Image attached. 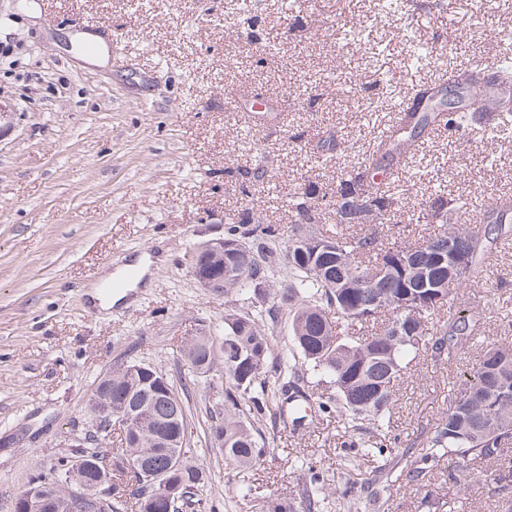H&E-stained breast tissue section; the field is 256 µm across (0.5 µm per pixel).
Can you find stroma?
Returning a JSON list of instances; mask_svg holds the SVG:
<instances>
[{
	"label": "stroma",
	"instance_id": "35a3bbf8",
	"mask_svg": "<svg viewBox=\"0 0 512 512\" xmlns=\"http://www.w3.org/2000/svg\"><path fill=\"white\" fill-rule=\"evenodd\" d=\"M418 2L400 25L374 21L368 40L355 42L349 33L371 0H296L289 9L258 0L254 29L275 44L260 64L227 0H0V101L14 113L0 137V512H14L19 490L49 474L90 429L92 392L114 363L135 360L178 380L187 341L224 323V295L190 273L193 246L223 236L225 215L244 210L289 227L290 189L326 185L357 167L396 121L380 104L381 73L405 97L441 83L446 68L512 46V7L483 13L477 0H445L441 9ZM401 28L434 47L452 30L475 36L465 52L415 71ZM87 34L111 45L101 62L84 61ZM338 71L377 111L326 85L299 102L302 81ZM256 95L280 102L276 124L245 108ZM331 132L344 148L322 167L308 147ZM261 151L273 177L241 194ZM408 166L398 174L402 207L383 226L386 246L439 229L418 218L426 203L412 170L467 199L461 224L483 230L492 203L512 198V131L470 135L462 149L429 135ZM144 253L153 259L149 286L110 310L92 306L86 291L103 271ZM503 279L512 281V238L489 245L460 290L463 307L480 317L475 345L452 360L422 351L397 381L390 425L398 442L388 457L396 470L420 467L418 451L454 385L499 341L496 316L512 314V292L497 289ZM221 375L217 368L200 378L188 399L189 454L207 475L212 512H237L247 488L253 512H265L294 499L313 471L329 484L350 480L359 501L379 497L380 512H425L428 493L452 512H501L482 480L449 483L444 459L422 467L418 481L383 489L371 457L341 447L334 416L299 432L288 416L265 420L259 461L229 468L207 436L209 385Z\"/></svg>",
	"mask_w": 512,
	"mask_h": 512
}]
</instances>
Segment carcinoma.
<instances>
[{"label": "carcinoma", "mask_w": 512, "mask_h": 512, "mask_svg": "<svg viewBox=\"0 0 512 512\" xmlns=\"http://www.w3.org/2000/svg\"><path fill=\"white\" fill-rule=\"evenodd\" d=\"M375 16L402 18L409 0H372ZM456 42L440 49L412 43L407 60L424 67L452 54ZM512 53L492 61L476 58L467 68L446 73L443 85L420 86L408 97L411 110L404 113L390 145L364 159L346 178L323 190L302 186L288 194L294 224L283 230L262 224L243 214H229L224 239L239 248L207 262L215 280L214 291L248 299L245 309L224 312V327L213 335L192 337L182 352L183 389L198 378L223 367V381L210 384L214 424L211 438L219 442L224 461L236 467L251 466L261 454L259 423L277 415L284 405L294 406L292 423L306 425L312 414L340 416L350 448H362L385 458L388 449L378 439L385 436L394 402V383L421 350L455 357L474 344L476 316L464 315L459 290L484 258L483 242L512 233L503 224L479 234L451 223L467 202L452 198L443 184L428 182V218L449 229L401 248L384 245L378 230L359 235L344 233L350 224H380L383 216L402 204L400 195L385 189L393 168L429 130H446L463 140L474 131L498 132L512 127ZM341 150L330 134L312 146L315 158L326 163ZM336 216V233L325 236L309 230L328 213ZM288 236L285 252L276 243ZM461 257V267L448 276V241ZM324 246L316 249L315 242ZM284 269L288 283L277 287L275 273ZM428 287H419L421 278ZM442 293L430 301L429 293ZM411 294L404 308L394 300ZM288 317V340L281 348L272 342L271 325ZM444 317L439 331L429 332V320ZM381 321L366 336H349L353 323ZM406 326L397 336L393 327ZM330 384L334 393L315 398L308 392V377ZM167 374L157 367L122 361L112 375L100 380L112 397V409L124 404L143 407L133 427L120 439L119 456L136 457L149 472H164L181 486L186 501L173 506L181 512L185 503L203 508L204 470L183 456L171 467L169 445L175 443L181 425L188 422V404L179 390L168 395L154 389ZM448 458V481L480 473L489 493L505 512H512V343L493 345L478 359L469 378L459 384L448 411L435 423L423 442L420 462ZM352 512L357 498L351 482L326 486L317 473L302 485L296 509L316 512L330 495Z\"/></svg>", "instance_id": "cac0c4a2"}]
</instances>
